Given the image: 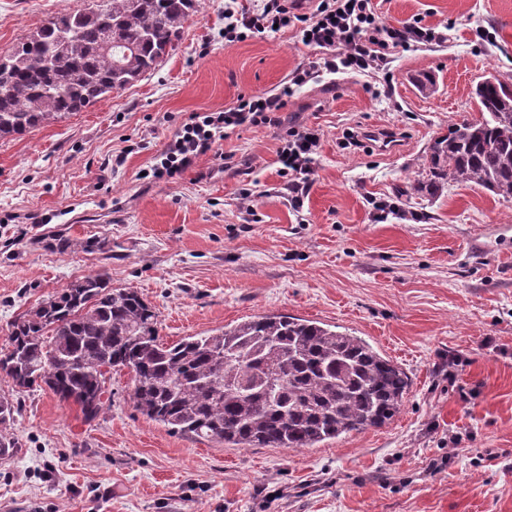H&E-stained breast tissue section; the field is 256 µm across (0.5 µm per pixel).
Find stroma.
I'll use <instances>...</instances> for the list:
<instances>
[{
  "mask_svg": "<svg viewBox=\"0 0 512 512\" xmlns=\"http://www.w3.org/2000/svg\"><path fill=\"white\" fill-rule=\"evenodd\" d=\"M224 3L202 0L133 86L0 140V348L17 318L103 273L140 292L169 343L261 313L362 337L407 374L402 410L318 448H243L146 419L125 370L90 422L0 378L20 442L0 460V512H512V199L428 169L433 140L476 118L475 86L512 83V0H372L382 23L439 37L289 99L286 121L320 136L299 209L269 127L240 128L179 178L144 175L192 113L278 93L315 56L289 28L225 42ZM86 5L0 0V53ZM349 128L398 143L344 150Z\"/></svg>",
  "mask_w": 512,
  "mask_h": 512,
  "instance_id": "obj_1",
  "label": "stroma"
}]
</instances>
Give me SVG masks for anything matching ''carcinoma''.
I'll return each instance as SVG.
<instances>
[{
	"label": "carcinoma",
	"mask_w": 512,
	"mask_h": 512,
	"mask_svg": "<svg viewBox=\"0 0 512 512\" xmlns=\"http://www.w3.org/2000/svg\"><path fill=\"white\" fill-rule=\"evenodd\" d=\"M199 0H92L0 54V139L81 112L133 85L175 47ZM128 50H100L107 31ZM480 117L454 123L429 149L432 176L512 198V86L480 82ZM0 375L18 391L45 386L88 421L103 410L106 374L133 373L136 410L169 429L252 448H314L400 413L405 372L358 336L288 314H263L168 344L135 288L104 274L69 283L12 324ZM0 397V459L20 448Z\"/></svg>",
	"instance_id": "1"
}]
</instances>
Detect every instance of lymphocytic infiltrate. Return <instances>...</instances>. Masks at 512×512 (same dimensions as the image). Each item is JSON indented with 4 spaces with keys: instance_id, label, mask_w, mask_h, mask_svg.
I'll list each match as a JSON object with an SVG mask.
<instances>
[{
    "instance_id": "lymphocytic-infiltrate-1",
    "label": "lymphocytic infiltrate",
    "mask_w": 512,
    "mask_h": 512,
    "mask_svg": "<svg viewBox=\"0 0 512 512\" xmlns=\"http://www.w3.org/2000/svg\"><path fill=\"white\" fill-rule=\"evenodd\" d=\"M224 18L225 42L242 41L276 26L289 27L296 30L303 45L322 49L323 54L296 68L279 93L241 99L237 108L224 112L193 113L151 174L158 180L175 178L237 128L273 127L281 132L278 158L298 207L310 186L320 137L304 125L286 123L282 115L296 87L321 71L337 74L381 69L398 49L435 37L434 29L412 23L399 27L382 24L371 0H316L309 13L301 11L299 0H261L256 12L236 15L229 11Z\"/></svg>"
}]
</instances>
